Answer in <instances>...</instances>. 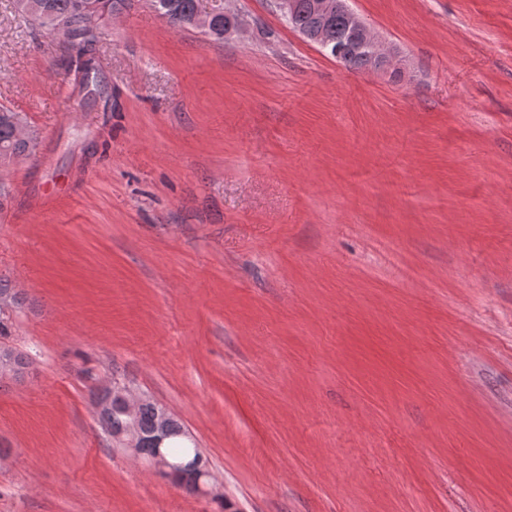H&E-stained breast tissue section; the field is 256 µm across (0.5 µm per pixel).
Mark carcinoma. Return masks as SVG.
Wrapping results in <instances>:
<instances>
[{
  "label": "carcinoma",
  "mask_w": 512,
  "mask_h": 512,
  "mask_svg": "<svg viewBox=\"0 0 512 512\" xmlns=\"http://www.w3.org/2000/svg\"><path fill=\"white\" fill-rule=\"evenodd\" d=\"M125 0H14L16 11L33 23L52 28V22H63L71 27V44L76 55L70 61L74 72L86 68L89 60L96 58L97 35L87 30L83 10L89 9L99 17L110 16L120 10ZM158 11L174 28L188 26V19L196 10V0H154ZM295 26L317 33L321 40L334 46L347 40L345 21L337 15L323 22L310 8V0H298ZM340 63L348 70L366 71L372 67V59L363 52H350ZM39 132L29 126L18 112L0 108V170L9 167L22 157L35 153ZM158 405L146 400L138 410L141 453L153 454L152 434L157 425ZM100 421L109 435L126 429L127 419L122 408L112 404L100 412ZM172 462H181L197 454V445L186 435L181 422L173 418L168 424V438L162 448Z\"/></svg>",
  "instance_id": "cac0c4a2"
}]
</instances>
